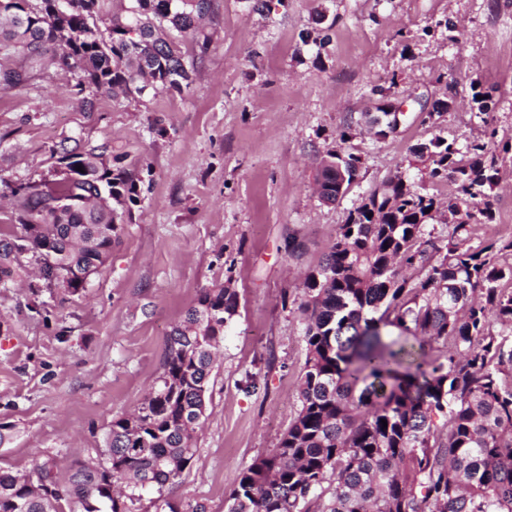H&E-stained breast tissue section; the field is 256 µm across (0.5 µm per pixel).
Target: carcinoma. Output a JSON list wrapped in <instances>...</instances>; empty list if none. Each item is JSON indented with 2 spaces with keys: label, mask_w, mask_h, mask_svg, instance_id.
<instances>
[{
  "label": "carcinoma",
  "mask_w": 512,
  "mask_h": 512,
  "mask_svg": "<svg viewBox=\"0 0 512 512\" xmlns=\"http://www.w3.org/2000/svg\"><path fill=\"white\" fill-rule=\"evenodd\" d=\"M101 2L0 0V54L48 56L80 94H140L145 81L190 87L181 38L208 43L200 22L211 0H132L102 28ZM26 81L0 64L1 86ZM414 155L430 182L455 185L448 239L423 238L440 202L403 175L349 212L303 281L297 414L275 454L242 470L226 512H512V287H502L512 284V240L469 245L472 225L492 220L498 158L485 142L463 152L442 137ZM359 163L327 152L315 175L320 200L336 201ZM139 182L103 151L65 146L54 178L1 180L21 235L0 236V288L29 254L37 265L29 310L47 290L79 294L119 242ZM237 307L233 288L202 290L169 334L158 386L112 421L105 461L76 462L37 494L1 470L0 512H131L126 503L143 493L163 496L195 458L212 351ZM382 325L421 342H387Z\"/></svg>",
  "instance_id": "cac0c4a2"
}]
</instances>
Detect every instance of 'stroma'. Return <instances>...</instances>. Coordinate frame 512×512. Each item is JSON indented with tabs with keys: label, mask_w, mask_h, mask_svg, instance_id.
<instances>
[{
	"label": "stroma",
	"mask_w": 512,
	"mask_h": 512,
	"mask_svg": "<svg viewBox=\"0 0 512 512\" xmlns=\"http://www.w3.org/2000/svg\"><path fill=\"white\" fill-rule=\"evenodd\" d=\"M205 32L209 44L183 41L193 84L180 93H100L87 105L70 74L17 56L26 87L0 89V179L49 176L74 139L143 180L80 295L43 293L41 316L26 281L0 288V470L103 460L113 420L157 385L169 333L202 289L228 280L239 295L196 457L138 512H224L242 469L275 453L299 408L304 274L362 199L395 175L419 179L417 145L483 139L475 83L493 96L502 176L472 245L512 222V0H211ZM446 93L454 105L431 114ZM388 101L403 112L379 136L368 124ZM338 147L360 157L359 176L326 204L313 176Z\"/></svg>",
	"instance_id": "stroma-1"
}]
</instances>
